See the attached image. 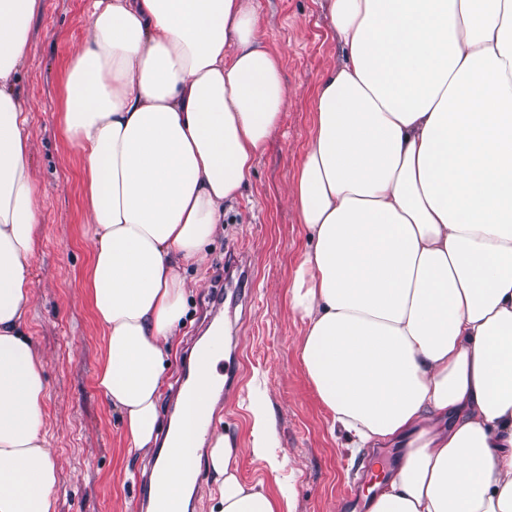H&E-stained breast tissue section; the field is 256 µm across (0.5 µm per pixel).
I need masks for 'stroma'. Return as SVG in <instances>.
Here are the masks:
<instances>
[{"mask_svg": "<svg viewBox=\"0 0 512 512\" xmlns=\"http://www.w3.org/2000/svg\"><path fill=\"white\" fill-rule=\"evenodd\" d=\"M258 36L281 57L288 99L258 157L249 186L224 215L205 263L189 268L188 311L166 377H177L204 321L214 286L242 252L252 257V301L240 320L239 387L229 406L215 405L235 448L237 475L270 493L294 488V512H368L351 507L348 489L365 451L347 437L309 381L299 351L304 332L289 308L290 289L307 248L292 202L296 176L315 128L313 98L341 55L324 0H256ZM91 0H42L32 19L15 90L28 111L31 166L40 225L29 266L28 333L44 363L45 423L58 472L56 512H145L136 496L148 462L131 453L120 414L96 375L106 342L88 296L93 244L87 235L80 153L64 134L65 78L73 49L90 35ZM267 410L278 434L279 467L252 450V412Z\"/></svg>", "mask_w": 512, "mask_h": 512, "instance_id": "obj_1", "label": "stroma"}]
</instances>
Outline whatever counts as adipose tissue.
<instances>
[{"label": "adipose tissue", "instance_id": "adipose-tissue-1", "mask_svg": "<svg viewBox=\"0 0 512 512\" xmlns=\"http://www.w3.org/2000/svg\"><path fill=\"white\" fill-rule=\"evenodd\" d=\"M41 0H0V512H55L39 351V226L14 91ZM342 59L318 85L294 187L300 356L354 448L405 449L369 512H512V0H328ZM64 132L80 152L106 336L97 385L132 448L159 439L165 364L224 210L288 96L253 0H92ZM218 512H293L209 440Z\"/></svg>", "mask_w": 512, "mask_h": 512}]
</instances>
